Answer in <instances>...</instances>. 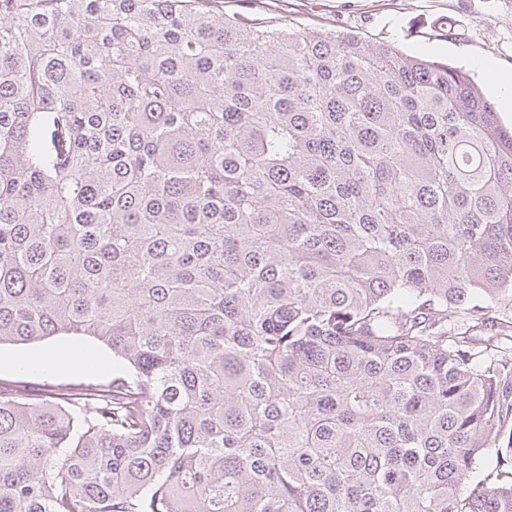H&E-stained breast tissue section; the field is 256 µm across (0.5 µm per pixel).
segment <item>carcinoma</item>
I'll return each mask as SVG.
<instances>
[{"instance_id": "obj_1", "label": "carcinoma", "mask_w": 512, "mask_h": 512, "mask_svg": "<svg viewBox=\"0 0 512 512\" xmlns=\"http://www.w3.org/2000/svg\"><path fill=\"white\" fill-rule=\"evenodd\" d=\"M509 297L512 132L464 70L0 0V346L116 369L0 386V512H512ZM92 341L97 346H93L85 341ZM68 346H93L101 350L108 359L110 366L98 371H88V369H67L57 366L53 370H23L2 366L0 363V382H17L19 389L30 394H44L46 389H54L52 386H73L87 382L89 379H95L100 382H109L112 380V352L97 344L94 340L84 336H55L43 342L32 345H2L0 348V360L2 359H26L33 356H44L56 350Z\"/></svg>"}]
</instances>
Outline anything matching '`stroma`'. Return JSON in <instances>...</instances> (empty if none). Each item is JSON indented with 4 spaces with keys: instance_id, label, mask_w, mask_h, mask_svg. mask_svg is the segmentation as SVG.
Wrapping results in <instances>:
<instances>
[{
    "instance_id": "35a3bbf8",
    "label": "stroma",
    "mask_w": 512,
    "mask_h": 512,
    "mask_svg": "<svg viewBox=\"0 0 512 512\" xmlns=\"http://www.w3.org/2000/svg\"><path fill=\"white\" fill-rule=\"evenodd\" d=\"M209 6L250 25L351 32L370 44L393 42L409 54L463 67L493 102L502 125L512 128V108L488 77L494 71L512 79V0H210ZM81 343L78 336H55L32 345L1 346L0 382L42 394L91 379L111 381L108 368L32 371L7 365Z\"/></svg>"
}]
</instances>
